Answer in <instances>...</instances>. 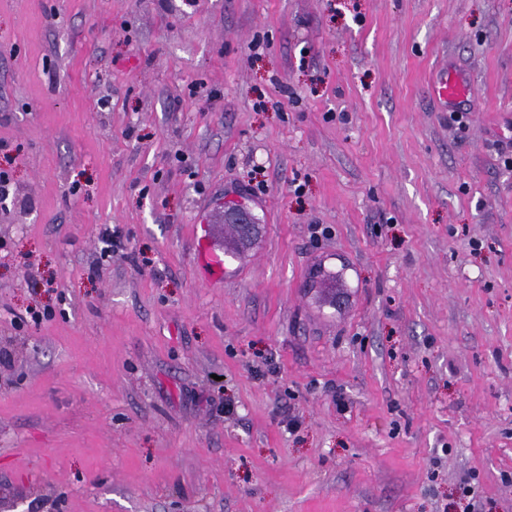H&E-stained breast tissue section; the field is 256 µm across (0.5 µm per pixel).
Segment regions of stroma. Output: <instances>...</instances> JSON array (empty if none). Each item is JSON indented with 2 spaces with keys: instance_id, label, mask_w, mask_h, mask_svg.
Returning <instances> with one entry per match:
<instances>
[{
  "instance_id": "1",
  "label": "stroma",
  "mask_w": 512,
  "mask_h": 512,
  "mask_svg": "<svg viewBox=\"0 0 512 512\" xmlns=\"http://www.w3.org/2000/svg\"><path fill=\"white\" fill-rule=\"evenodd\" d=\"M511 134L512 0H0V503L512 512Z\"/></svg>"
}]
</instances>
